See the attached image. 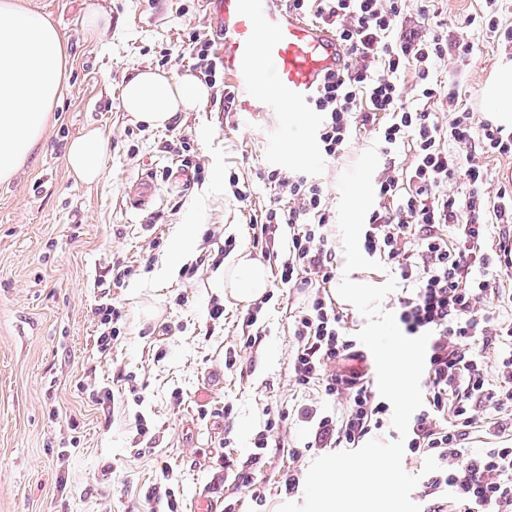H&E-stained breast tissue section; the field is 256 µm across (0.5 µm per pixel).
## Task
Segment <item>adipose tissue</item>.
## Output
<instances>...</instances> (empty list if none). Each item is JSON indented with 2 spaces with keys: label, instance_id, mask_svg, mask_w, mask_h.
Here are the masks:
<instances>
[{
  "label": "adipose tissue",
  "instance_id": "adipose-tissue-1",
  "mask_svg": "<svg viewBox=\"0 0 512 512\" xmlns=\"http://www.w3.org/2000/svg\"><path fill=\"white\" fill-rule=\"evenodd\" d=\"M66 65L63 38L49 18L0 0L1 183L12 181L40 144L61 97ZM208 98V88L191 71L141 68L124 85L121 106L135 121L163 128L176 113L199 111ZM483 98L492 107L495 124L512 129V58L496 65ZM109 149V139L95 127L73 138L66 148L73 177L84 183L98 181ZM199 244L197 225H181L156 279H170L195 256ZM213 286L246 305L265 294L268 273L263 263L242 250L224 259Z\"/></svg>",
  "mask_w": 512,
  "mask_h": 512
}]
</instances>
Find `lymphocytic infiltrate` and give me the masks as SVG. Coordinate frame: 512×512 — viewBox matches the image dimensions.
<instances>
[{
	"mask_svg": "<svg viewBox=\"0 0 512 512\" xmlns=\"http://www.w3.org/2000/svg\"><path fill=\"white\" fill-rule=\"evenodd\" d=\"M294 13L314 11L335 30L350 65L326 74L309 108L320 122L316 139L325 157L338 158L364 131L376 132L383 153L411 150L405 173L379 179L384 204L368 216L364 251L411 286L397 300V319L412 336H431L425 359V400L404 441L411 460L434 457L438 471L424 475L418 496L424 512H512V442L475 452L464 443L478 413L512 409V306L496 304L503 274H512V183L496 181L484 163L491 154L512 155V134L472 112H451L447 124L415 108L400 75L418 73V93L434 99V59L455 52L471 57L469 41H448L416 30L391 33L403 0H287ZM279 198L249 222V239L262 257L274 251L280 227H288V254L276 268L280 284L311 291L293 323L298 345L293 377L301 388L319 387L340 412L305 410L312 447L354 448L366 436L389 430L391 409L370 382L342 363L362 358L348 323L326 287L336 277L327 226L335 218L321 183L304 172L270 171ZM468 184V196L447 193L450 181ZM496 205H489V198ZM492 206L501 231L498 251L489 227L478 220ZM453 226L454 237L444 233ZM496 351L499 370L489 380L486 359Z\"/></svg>",
	"mask_w": 512,
	"mask_h": 512,
	"instance_id": "lymphocytic-infiltrate-1",
	"label": "lymphocytic infiltrate"
}]
</instances>
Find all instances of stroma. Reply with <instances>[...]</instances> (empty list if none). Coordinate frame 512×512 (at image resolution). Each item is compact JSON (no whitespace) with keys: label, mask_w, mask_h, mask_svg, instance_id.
I'll list each match as a JSON object with an SVG mask.
<instances>
[{"label":"stroma","mask_w":512,"mask_h":512,"mask_svg":"<svg viewBox=\"0 0 512 512\" xmlns=\"http://www.w3.org/2000/svg\"><path fill=\"white\" fill-rule=\"evenodd\" d=\"M20 9L48 16L58 27L68 58L66 80L53 120L30 161L10 183H0V512H153L151 488H173L177 512H255L247 490L228 472L254 451L269 414L284 421L256 466L266 512H277L289 469L308 470L320 457L306 449L311 425L302 409L328 405L317 391L302 392L291 370L296 340L292 318L308 304V291L271 281L258 323L260 339L242 350L246 306L217 295L209 279L220 257L218 241L202 242L192 268L169 284L153 272L171 249L179 224L190 217L211 160L221 157L225 176L250 186L239 202L232 191L206 201L203 230H217L250 249L247 224L276 196L263 174L272 169L313 174L330 206L340 200L338 179L375 141L364 133L343 157L315 154L288 162L271 152L279 133L263 115L249 118L215 85L199 112H181L163 129L129 118L120 93L134 69L183 71L196 59L189 38L200 34L220 45L209 0H12ZM103 8L109 28L88 38L81 19ZM484 0H405L400 26L439 32L473 45L471 60L448 54L434 62L431 79L452 80L454 104L417 100V74L400 76L404 94L421 110L447 121L450 106L486 119L482 90L500 57L498 45L465 17L482 16ZM111 141L105 174L93 185L76 182L66 147L88 126ZM188 137L181 151L180 137ZM200 164L188 188L169 179L183 160ZM152 176L156 195L139 207L133 189ZM131 266L122 280L114 262ZM139 286V297L129 290ZM224 318L209 316L213 301ZM114 305L120 335L101 350L99 305ZM239 349L234 367L225 354ZM110 400L97 403V394ZM143 415L150 430L137 435ZM301 458H293V451Z\"/></svg>","instance_id":"1"}]
</instances>
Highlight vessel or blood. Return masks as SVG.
Here are the masks:
<instances>
[{"label": "vessel or blood", "mask_w": 512, "mask_h": 512, "mask_svg": "<svg viewBox=\"0 0 512 512\" xmlns=\"http://www.w3.org/2000/svg\"><path fill=\"white\" fill-rule=\"evenodd\" d=\"M224 78L246 115L303 112L346 52L335 32L289 12L284 0H214Z\"/></svg>", "instance_id": "obj_1"}]
</instances>
